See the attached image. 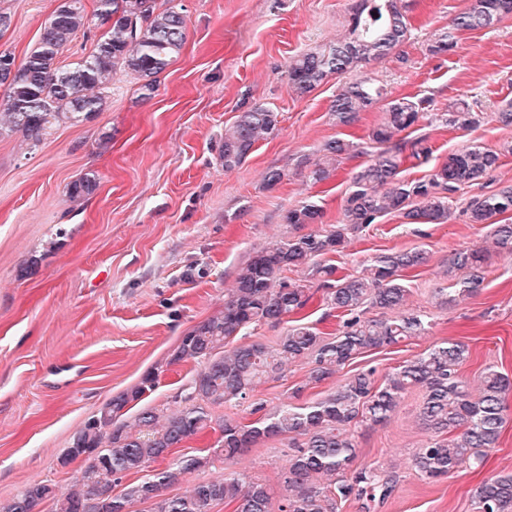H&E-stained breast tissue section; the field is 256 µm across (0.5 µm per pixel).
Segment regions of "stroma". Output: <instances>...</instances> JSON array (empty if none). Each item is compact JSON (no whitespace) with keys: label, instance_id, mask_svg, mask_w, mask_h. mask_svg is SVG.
Here are the masks:
<instances>
[{"label":"stroma","instance_id":"1","mask_svg":"<svg viewBox=\"0 0 512 512\" xmlns=\"http://www.w3.org/2000/svg\"><path fill=\"white\" fill-rule=\"evenodd\" d=\"M60 0H0L11 27L0 33V52L24 60ZM184 9L186 42L158 78L151 98L139 82L114 74L103 112L53 126L37 146L22 133L0 139V500L30 481L58 490L75 484L82 461L59 458L74 435L113 396L158 370L159 382L142 407L174 409L200 369L172 355L189 330L224 306L238 267L288 232L283 217L304 200L315 201L324 221L337 223L349 176L362 157L341 161L336 176L319 184L307 178L306 161L336 138L367 140L378 109L338 126L329 108L343 79L326 78L312 92L288 84L289 61L327 47L348 31L355 0H174ZM411 37L400 54L354 70L369 74L392 98H430L432 113L465 98L484 113L472 132L421 118L411 137L427 136L428 161L406 159V179L429 177L449 153L468 142L487 147L512 141V127L495 114L512 102V18L489 29L460 31L453 50L427 46L463 11L468 0H408ZM278 114L276 131L255 144L244 162L225 170L219 159L224 128L242 102ZM283 181L264 184L268 169ZM97 176L95 190L70 197V185ZM512 186V155L502 157L492 181L454 196L448 223L409 224L398 214L379 218L353 237L343 252L322 256L337 276L361 275L377 254L421 249L425 265L409 271L405 307L424 314L428 335L358 355L334 377L309 382V364L287 365L280 377L262 380L249 398L212 407L213 416L248 418L291 403L322 398L337 383L365 370L383 381L392 368L430 345L461 341L470 348L462 367L477 385L486 367L512 376V253L489 251L484 281L473 296L445 304L449 258L481 245L486 228L469 223V199ZM423 395L407 392L386 422L358 426L357 463L393 476L395 489L371 512H475L472 495L485 479L512 473V397L497 447L482 464L440 481L409 464L429 434L419 420ZM291 450L276 437L222 462L186 474L173 493L235 472L247 481L282 488Z\"/></svg>","mask_w":512,"mask_h":512}]
</instances>
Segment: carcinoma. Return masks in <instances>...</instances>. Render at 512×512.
I'll return each mask as SVG.
<instances>
[{
    "label": "carcinoma",
    "mask_w": 512,
    "mask_h": 512,
    "mask_svg": "<svg viewBox=\"0 0 512 512\" xmlns=\"http://www.w3.org/2000/svg\"><path fill=\"white\" fill-rule=\"evenodd\" d=\"M54 15L55 21L45 24L38 43L20 64L0 68V136L21 132L35 146L53 125L103 111L118 71L135 75L141 97H151L158 76L186 39L182 13L174 6L158 5V0H96L90 15L82 0H62ZM511 15L512 0H469L427 50L433 55L445 53L454 47L455 32L493 28ZM93 26L104 31L90 52L69 67L57 66L63 47L77 32ZM410 31L403 0H356L349 36L289 61V84L297 94H307L331 75L341 77L385 58L407 42ZM429 103L427 98L389 99L368 76L344 82L330 105L336 125L351 126L360 113L376 105L382 118L369 134L375 149L336 138L325 143L311 162L308 178L316 184L330 179L343 158L369 157L352 174L339 221L323 223L322 207L311 200L289 209L284 216L291 228L288 236L262 247L240 265L234 286L225 291L224 308L181 338L172 361L203 364L185 405L163 416L147 407L132 421L122 420L130 403L156 387L158 373H147L137 386L113 396L74 437L62 463L85 462L75 488L58 492L34 480L14 497L0 500V512H38L46 501L52 502L53 512H130L141 500L149 504V512H212L221 504L233 512H272L270 488L258 482L246 484L232 475L199 482L184 495L168 496L165 490L187 473L216 460L229 465L258 441L279 436L291 440L293 455L278 512H338V505L353 499L366 510L368 502L392 494L394 481L354 466L357 444L348 427L388 420L403 394L413 388L423 392L419 419L430 438L428 446L412 457L411 466L427 479L439 481L479 465L485 449L499 442L512 380L487 367L477 390H471L461 374L470 351L461 341L433 345L395 368L380 386L375 385L374 371H362L310 404H288L251 424L217 419L209 411L212 405L246 398L263 377L279 373L289 363L309 361V381L320 383L360 354L425 334L426 316L401 311L407 296L403 273L427 262L424 251L382 253L372 258L362 275L340 279L333 278L334 267L317 258L341 251L353 236L388 214L398 213L411 224L448 223L453 195L486 180L499 167L501 156L512 153L509 143L498 149L469 143L448 154L429 178H403L400 167L406 146H411V157L416 159L431 154L423 140L409 144L399 138L419 121ZM442 120L450 128L472 131L482 123L483 113L462 100ZM277 124V113L243 102L235 121L224 128L220 146L224 170L242 164ZM96 186V177L87 175L72 183L70 196L90 194ZM508 212H512V188L476 197L466 209L471 223L487 225L495 247L511 252L512 224L498 220ZM309 225L316 229L300 233ZM486 253L483 247L469 248L450 259L447 274L456 296L479 290ZM287 271H300L303 278L289 279L284 276ZM315 283L327 306L345 316L338 334L325 337L316 327L298 323L274 346L259 342L229 346L260 323L275 327L299 313L311 299L310 285ZM370 309L385 316L365 317ZM214 425L220 439L207 454L166 463L173 449ZM155 463L163 468L151 478L113 493L123 478ZM474 499L477 512H512V474L487 479L475 490Z\"/></svg>",
    "instance_id": "cac0c4a2"
}]
</instances>
